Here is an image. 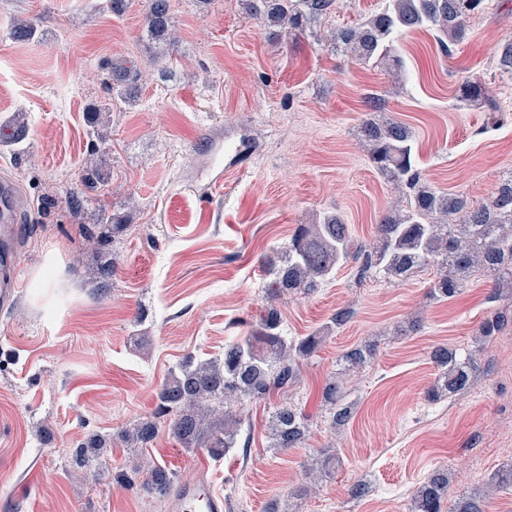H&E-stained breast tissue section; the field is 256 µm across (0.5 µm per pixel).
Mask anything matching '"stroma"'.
Returning <instances> with one entry per match:
<instances>
[{"label":"stroma","mask_w":512,"mask_h":512,"mask_svg":"<svg viewBox=\"0 0 512 512\" xmlns=\"http://www.w3.org/2000/svg\"><path fill=\"white\" fill-rule=\"evenodd\" d=\"M177 40L155 62L143 4L122 14L108 0H0V119L25 113L31 134L0 148V181L25 201L11 252L21 288L0 306V512H168L166 497L119 480L153 459L182 483L206 475L224 512H406L411 493L447 472L448 498L482 488L512 464V301L491 282L469 280L448 301L429 294L434 271L404 282L356 281L339 269L311 295L279 305L288 336L312 334L332 313L353 317L300 367L290 394L243 404L237 446L223 459L189 452L168 432L146 448L122 431L150 417L171 368L204 360L248 333L264 305L261 260L297 225L343 215L363 241L395 200L392 183L359 147L365 98H386V114L415 134L419 167L436 188L480 201L512 172V76L496 55L512 39V0H485L468 37L442 53L439 34L400 37L401 70L363 65L307 35L250 15L245 0H170ZM31 18L35 38L15 41L14 20ZM141 78L135 101L107 124L93 106L110 102L113 57ZM482 81L502 120L462 108L459 87ZM104 161V182L85 187L84 160ZM81 189L80 212L68 205ZM124 226L113 229V217ZM101 237L114 264L110 290L97 289ZM510 318L502 335L475 346L482 321ZM419 322L399 336L397 326ZM374 343L376 354L346 378L352 417L329 424L322 391L344 352ZM475 352L470 391L430 400L433 348ZM292 402L308 417L304 448H271L274 409ZM111 438L101 464L77 469L85 438ZM331 450L336 463L304 498L289 493L303 461ZM363 481L360 498L350 487Z\"/></svg>","instance_id":"1"}]
</instances>
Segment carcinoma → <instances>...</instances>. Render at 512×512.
Wrapping results in <instances>:
<instances>
[{
	"label": "carcinoma",
	"instance_id": "carcinoma-1",
	"mask_svg": "<svg viewBox=\"0 0 512 512\" xmlns=\"http://www.w3.org/2000/svg\"><path fill=\"white\" fill-rule=\"evenodd\" d=\"M485 0H386L384 7L359 25L334 29L325 37L335 48L352 54L362 64L385 61L396 39L404 33L435 28L444 52L463 42L472 18L484 11ZM340 7L339 0H248L252 16L271 26H280L288 36L299 37L319 27ZM143 26L155 58L173 38L170 0H145ZM21 42L34 38L36 27L24 19L11 29ZM112 79L121 97L136 98L138 75L125 61H112ZM460 101L469 107L497 106L489 100L486 87L468 81L459 89ZM368 110L356 128L357 141L366 149L371 165L395 185L398 198L380 218L377 239L364 243L356 238L342 215L327 212L313 224H300L288 243L266 260V307L247 336L224 346L223 355L198 360L192 356L170 372L159 388L157 411L122 434L125 442L144 447L156 438L161 427L187 451L201 449L219 459L236 447L240 419L236 408L245 402H261L277 391L291 390L299 374V362L316 356L325 335L347 324L348 309H338L321 332L292 338L285 335L279 301L287 295L310 294L327 283L336 270L355 265L356 278L382 276L404 281L427 267L438 270L431 288L438 300H451L463 290L470 277L482 273L498 289H512V171L490 196L472 202L452 192L434 189L415 160V138L409 127L382 115L385 98L365 97ZM504 317L494 315L480 325L475 339L480 345L498 334ZM375 354L372 344L356 346L341 357L354 369ZM438 377L428 391L437 399L465 392L476 376L474 355L465 358L456 351L438 347L431 352ZM323 398L334 409L331 427L344 426L351 418V407L343 403L344 392L336 380L326 384ZM272 448L288 451L304 445L309 428L306 416L295 406L282 404L272 413ZM106 440L91 435L75 452L80 467L88 466L105 448ZM335 461L305 463L306 482L294 491L305 497L313 491L321 473ZM174 476L166 468L150 464L144 468L142 487L168 493ZM512 492V466L497 470L485 483V490L461 497L448 508V475L437 471L411 494L408 512H484L490 495Z\"/></svg>",
	"mask_w": 512,
	"mask_h": 512
}]
</instances>
